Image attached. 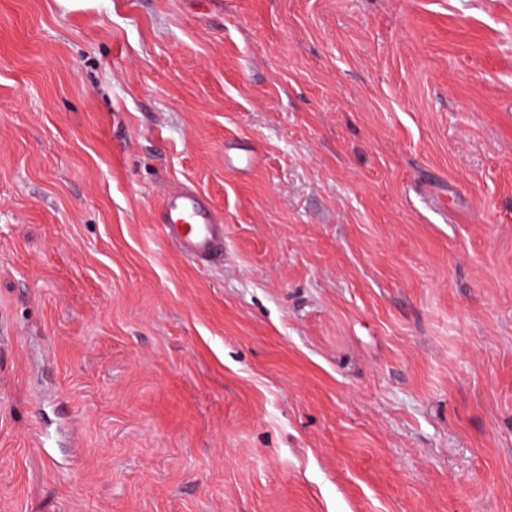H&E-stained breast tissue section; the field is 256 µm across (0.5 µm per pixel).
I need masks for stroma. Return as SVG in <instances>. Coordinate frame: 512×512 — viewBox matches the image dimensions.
I'll return each instance as SVG.
<instances>
[{
	"label": "stroma",
	"mask_w": 512,
	"mask_h": 512,
	"mask_svg": "<svg viewBox=\"0 0 512 512\" xmlns=\"http://www.w3.org/2000/svg\"><path fill=\"white\" fill-rule=\"evenodd\" d=\"M0 512H512V0H0ZM156 224L185 257L205 263L224 259V221L198 191L166 193Z\"/></svg>",
	"instance_id": "1"
}]
</instances>
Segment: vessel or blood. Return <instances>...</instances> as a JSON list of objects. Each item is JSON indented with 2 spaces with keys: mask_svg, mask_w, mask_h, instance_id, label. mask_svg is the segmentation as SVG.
Segmentation results:
<instances>
[{
  "mask_svg": "<svg viewBox=\"0 0 512 512\" xmlns=\"http://www.w3.org/2000/svg\"><path fill=\"white\" fill-rule=\"evenodd\" d=\"M158 224L185 257L214 262L224 257V221L205 197L188 188L166 193Z\"/></svg>",
  "mask_w": 512,
  "mask_h": 512,
  "instance_id": "vessel-or-blood-1",
  "label": "vessel or blood"
}]
</instances>
